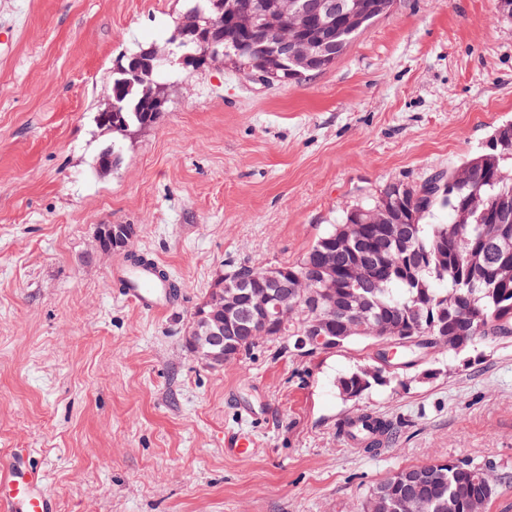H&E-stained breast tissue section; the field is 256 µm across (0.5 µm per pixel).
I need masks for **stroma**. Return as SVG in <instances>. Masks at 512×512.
Listing matches in <instances>:
<instances>
[{"mask_svg":"<svg viewBox=\"0 0 512 512\" xmlns=\"http://www.w3.org/2000/svg\"><path fill=\"white\" fill-rule=\"evenodd\" d=\"M186 0H0V452L25 448L58 512H359L384 479L448 458L489 469L512 512V336L439 351L357 399L371 346L296 356L271 340L213 371L183 344L230 267L293 262L346 208L460 165L512 122V19L495 0H395L298 84L229 64L174 68L158 124L113 140L95 116L138 43ZM114 150L109 174L97 158ZM101 224H131L177 298L118 293ZM383 418L384 448L343 424ZM246 430L235 456L224 435Z\"/></svg>","mask_w":512,"mask_h":512,"instance_id":"35a3bbf8","label":"stroma"}]
</instances>
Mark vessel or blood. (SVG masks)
<instances>
[{
	"mask_svg": "<svg viewBox=\"0 0 512 512\" xmlns=\"http://www.w3.org/2000/svg\"><path fill=\"white\" fill-rule=\"evenodd\" d=\"M114 277L120 293L138 307L153 311L170 307L172 292L161 280L155 261L137 267L118 268ZM56 504L43 479L28 462L24 450L0 455V512H55Z\"/></svg>",
	"mask_w": 512,
	"mask_h": 512,
	"instance_id": "b4317fda",
	"label": "vessel or blood"
}]
</instances>
